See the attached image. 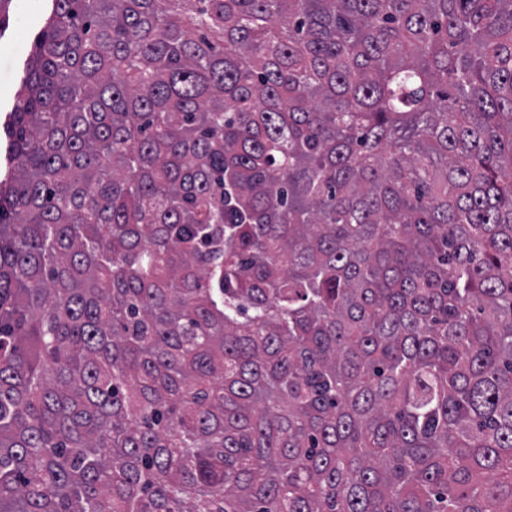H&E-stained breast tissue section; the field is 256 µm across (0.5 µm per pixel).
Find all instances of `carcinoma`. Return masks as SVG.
I'll return each instance as SVG.
<instances>
[{"label": "carcinoma", "instance_id": "1", "mask_svg": "<svg viewBox=\"0 0 512 512\" xmlns=\"http://www.w3.org/2000/svg\"><path fill=\"white\" fill-rule=\"evenodd\" d=\"M4 134L0 512H512V0H54Z\"/></svg>", "mask_w": 512, "mask_h": 512}]
</instances>
